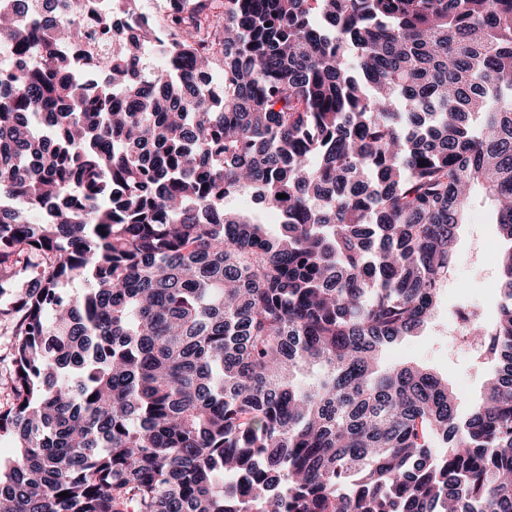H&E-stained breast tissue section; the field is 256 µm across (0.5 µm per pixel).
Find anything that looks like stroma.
Returning a JSON list of instances; mask_svg holds the SVG:
<instances>
[{"label": "stroma", "instance_id": "35a3bbf8", "mask_svg": "<svg viewBox=\"0 0 512 512\" xmlns=\"http://www.w3.org/2000/svg\"><path fill=\"white\" fill-rule=\"evenodd\" d=\"M503 243L495 224L492 205L477 199L460 225L456 245V264L444 282L438 303L424 330L391 344L382 356L383 365H418L446 377L454 392L460 414L483 397L484 385L497 370L489 351L473 352L448 335L458 314L479 306L480 327L489 330L499 315V255Z\"/></svg>", "mask_w": 512, "mask_h": 512}]
</instances>
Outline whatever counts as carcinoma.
<instances>
[{
	"instance_id": "carcinoma-1",
	"label": "carcinoma",
	"mask_w": 512,
	"mask_h": 512,
	"mask_svg": "<svg viewBox=\"0 0 512 512\" xmlns=\"http://www.w3.org/2000/svg\"><path fill=\"white\" fill-rule=\"evenodd\" d=\"M111 2L0 8V296L33 275L0 512H512V0H170L154 70ZM90 42L88 80L58 46ZM477 184L511 246L461 417L380 356ZM228 208L241 210L255 216L261 223L267 224L270 229H275L278 224L276 212L265 209L264 205L252 197L251 192H241L229 197L225 201Z\"/></svg>"
}]
</instances>
